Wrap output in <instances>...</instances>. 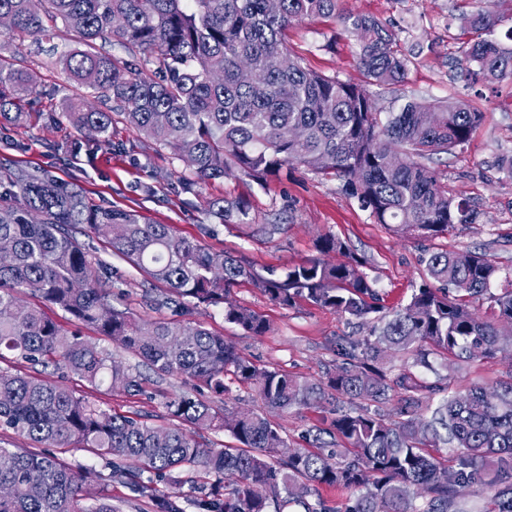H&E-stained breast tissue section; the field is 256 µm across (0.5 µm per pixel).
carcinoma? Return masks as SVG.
I'll return each instance as SVG.
<instances>
[{
  "label": "carcinoma",
  "mask_w": 512,
  "mask_h": 512,
  "mask_svg": "<svg viewBox=\"0 0 512 512\" xmlns=\"http://www.w3.org/2000/svg\"><path fill=\"white\" fill-rule=\"evenodd\" d=\"M266 0H0L5 33L14 55L0 56V119L26 117L23 102L36 93V77L17 64L24 43L63 29L78 46L48 52L83 93L62 116L79 131L110 142L120 122L190 161L188 185L238 173L262 184L283 166H301L342 183L374 219L407 238L435 239L458 224H474L478 212L448 193L424 160L468 141L481 120L463 99L410 101L381 117L360 83L305 67L285 46L290 25L305 19H339L359 44V67L368 85L405 83L411 60L395 35L374 17L346 11L341 0H281L276 14ZM499 0L462 17L471 35L461 59L474 83L512 80V48L491 37L506 18ZM112 40L126 53L143 55L140 66L101 53ZM250 63L257 79L243 83ZM393 153L405 156L394 167ZM211 213L225 223H244V201L214 200ZM103 238L146 279L169 296H145L171 317L138 321L112 304V284L99 274L78 233ZM0 356L7 352L31 365L55 366L93 390L102 384L142 390L140 374L112 353L89 343L79 327L92 325L104 338L139 355L158 376H179L214 397L235 384L257 390L273 410L320 405L330 399L350 408L333 421L345 448L286 447L280 428L266 415L237 408L224 414L203 396L181 393L166 401L168 423L111 413L87 395L36 375L0 368V430L11 429L35 448L0 447V512H115L112 497L95 487L100 474L75 468L51 448L86 451L108 463L107 480L152 502L154 512H185L180 497L160 482H195L205 475L196 512H280L293 501L316 512L308 497L319 487L352 492L346 512H448L458 488L481 480L487 458L512 469V381L450 392L439 381L419 379L413 369H432L430 357L491 359L512 327V280L491 291L499 269L487 255L432 251L423 258L426 280L409 302L377 318L367 336L336 339L334 370L323 380L291 376L254 363L200 322L184 318L185 301L224 308V320L254 336L269 331L263 316L237 303L232 288L253 282L272 302L290 306L300 296L364 323L377 312L363 267L367 259L326 235L320 256L266 276L253 265L178 237L169 224H151L132 210L90 204L77 188L48 176L14 170L0 181ZM336 260L327 259L330 254ZM59 308L69 330L24 295ZM494 303L488 321L472 303ZM402 354L406 366L387 368ZM395 402L393 414L380 406ZM223 429L238 446L211 448L189 438L181 424ZM451 447L455 464L429 452ZM493 512H512V481L500 474L484 481Z\"/></svg>",
  "instance_id": "carcinoma-1"
}]
</instances>
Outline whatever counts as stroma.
<instances>
[{"instance_id": "stroma-1", "label": "stroma", "mask_w": 512, "mask_h": 512, "mask_svg": "<svg viewBox=\"0 0 512 512\" xmlns=\"http://www.w3.org/2000/svg\"><path fill=\"white\" fill-rule=\"evenodd\" d=\"M343 8L376 17L396 33L409 53L411 65L404 85L370 86L377 106L396 112L407 102L464 99L473 103L482 119L469 140L451 153L433 156L434 169L449 193L468 199L480 213L477 223L457 225L448 235L431 241L396 236L377 223L340 181L323 178L304 168L286 167L266 185L229 175L224 179L187 187L182 179L188 167L170 150L157 148L143 135L116 124L110 144L81 137L61 116L67 98L76 90L61 67L47 64L43 42L27 41L25 65L36 75V93L26 105V120H0V169L17 167L45 173L81 187L93 203L119 210H134L150 221L172 225L176 234L195 239L215 252L253 263L261 272L283 275L289 267L316 257V243L327 234L345 240L355 254L368 260L365 271L374 284L378 304L391 312L409 301L425 279L422 258L426 250L477 251L488 254L501 271L512 272V179L497 168L496 160L512 154V81L471 84L457 60L464 37L461 19L474 12L478 0H343ZM289 48L311 70L339 79L362 81L356 41L342 33L331 19H306L287 31ZM82 140L81 151L72 142ZM248 201L249 224H225L212 216L215 199ZM255 224H282L284 233L271 239L251 234ZM82 241L103 276L112 282V303L140 320L165 317V310L145 306L151 285L127 261L112 255L94 235ZM242 306L262 315L270 330L252 336L225 322L222 308L191 306L190 318L200 321L225 342L259 364L293 376L324 378L336 361L334 341L339 336H365L356 319L297 298L285 307L248 281L232 291ZM427 381L442 380L456 391L473 385L492 387L512 379V341L491 360L459 362L434 359L432 369H419ZM181 378H157L146 373L143 394L122 390L101 391L104 407L121 415H151L165 421L167 397L186 392ZM335 403L274 412L289 447L307 448L316 434L335 445L331 434Z\"/></svg>"}]
</instances>
